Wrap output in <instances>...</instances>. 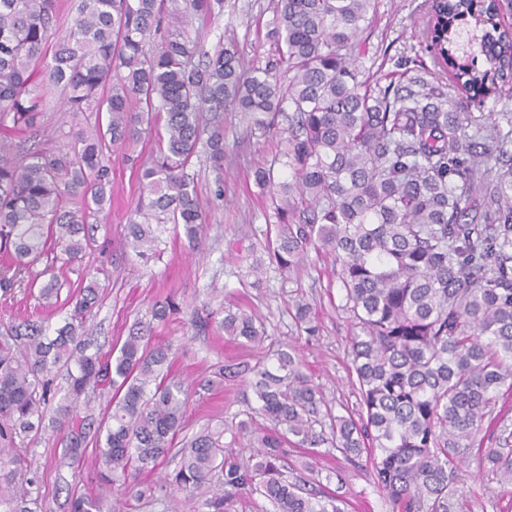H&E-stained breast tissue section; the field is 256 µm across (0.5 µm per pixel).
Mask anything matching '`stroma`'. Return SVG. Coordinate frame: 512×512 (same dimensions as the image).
<instances>
[{
	"instance_id": "obj_1",
	"label": "stroma",
	"mask_w": 512,
	"mask_h": 512,
	"mask_svg": "<svg viewBox=\"0 0 512 512\" xmlns=\"http://www.w3.org/2000/svg\"><path fill=\"white\" fill-rule=\"evenodd\" d=\"M429 9L430 0H376L357 61L361 74L384 86L407 67L431 84H447V73L426 49ZM271 18L272 0H224L223 16L193 18L188 30L211 45L222 35L235 38L250 65L266 57L264 33ZM46 99L39 142L54 148L62 143L64 132L82 126L83 120L65 110L58 91H48ZM283 148L281 136L251 129L242 113L225 112L223 172H216L202 155L189 168L207 214L201 250H192L183 235L169 230L161 235L159 259L147 263L123 248L124 227L139 194V181L121 152H114L112 209L96 230L80 268L66 274L73 284L82 272L97 276L99 304L93 326L101 355L116 354L135 322L151 323L155 341L172 346L171 376L190 385L185 436L205 430L221 432L226 450L241 458L248 455V437L238 433V423L250 420L257 432L266 423L249 416L253 395L243 376L219 377V367L255 365L267 350L289 342L298 349L304 372L320 387L328 413L345 415L358 408L352 387L351 320L340 308L342 290L332 274L331 256L309 252L295 285L272 272L258 280L249 271L257 260L265 259L267 228L275 221L268 195L255 184L253 173L257 166L273 163ZM295 286L311 306L317 335H307L295 325L289 299ZM169 294L179 302L180 313L163 322L152 321L153 304ZM214 296L259 317L268 332L264 345L233 341L215 330L192 326V315L204 312ZM65 311L61 302L40 306L21 288L0 291V319L33 315L57 325ZM18 441L26 450L27 475L38 487L37 512H68L67 498L73 492L109 496L91 465L95 445H87L82 463L77 464L70 459L63 436L52 430L31 432ZM287 454L290 477L340 489L348 512H393L373 486L369 465H351L334 450L314 456L291 445ZM462 493L470 512H512V496L503 493L493 475L477 464L466 465Z\"/></svg>"
}]
</instances>
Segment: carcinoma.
Instances as JSON below:
<instances>
[{
	"instance_id": "cac0c4a2",
	"label": "carcinoma",
	"mask_w": 512,
	"mask_h": 512,
	"mask_svg": "<svg viewBox=\"0 0 512 512\" xmlns=\"http://www.w3.org/2000/svg\"><path fill=\"white\" fill-rule=\"evenodd\" d=\"M373 9L374 0H274L265 64L247 67L234 41L221 36L208 50L185 29L191 15L223 13L224 0H78L52 46L54 0H0L1 290L58 298V271L82 262L88 225L111 205L114 150L140 170L125 246L149 261L169 224L198 242L206 213L187 167L202 154L224 170L229 109L257 130L286 134L277 162L289 180L275 181L272 165L254 172L258 186L271 188L277 219L267 269L291 280L309 249L334 258L343 309L358 329L351 364L359 418L334 416L329 437L316 430L320 392L294 348L276 350L272 367H253L256 411L271 427L254 435L250 460L224 454L222 433L204 432L163 479L197 500L198 512H236L253 493L272 512H346L341 494L288 480L292 437L350 462L366 457L373 485L399 512H463L457 488L473 453L512 494V429L500 426L495 448L477 444L500 396L512 395V113L475 116L464 106L491 77L512 94V29L500 23L512 0H431L427 49L458 92L452 109L447 93L418 76L385 87L359 80L353 52ZM471 16L482 23L471 38L482 70L455 39ZM51 88L85 126L61 147L22 154L11 132L36 140ZM160 120L157 154L142 164L130 148ZM98 289L85 273L55 329L45 319L0 320V512H35L37 504L34 480L16 481L26 467L17 432L50 411L71 457H82L87 433L77 412L100 386L112 400L95 465L114 502L107 509L100 496L73 495L69 512H120L121 498L145 496L133 474L158 467L184 428L188 393L165 371L170 345L138 328L117 355L104 360L94 350L87 323ZM293 307L313 335L309 304L296 296ZM175 311L168 295L152 318ZM195 326L265 339L264 326L239 309H211ZM62 368L68 393L52 409L51 375Z\"/></svg>"
}]
</instances>
